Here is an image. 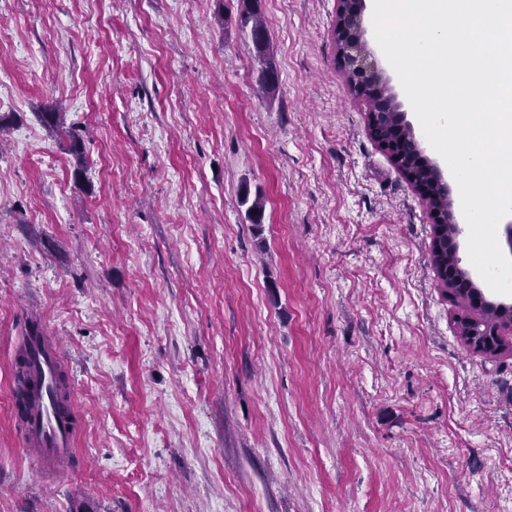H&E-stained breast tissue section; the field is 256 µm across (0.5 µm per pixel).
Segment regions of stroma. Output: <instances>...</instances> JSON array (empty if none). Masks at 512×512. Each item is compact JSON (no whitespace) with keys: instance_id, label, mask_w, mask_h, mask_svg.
Here are the masks:
<instances>
[{"instance_id":"1","label":"stroma","mask_w":512,"mask_h":512,"mask_svg":"<svg viewBox=\"0 0 512 512\" xmlns=\"http://www.w3.org/2000/svg\"><path fill=\"white\" fill-rule=\"evenodd\" d=\"M252 6L264 62L242 0H0V512H512V346L458 336L337 0ZM34 317L79 420L52 476ZM240 25L245 30L250 27V35L257 55L264 59L269 47L265 27L258 14L253 9L245 7L240 15ZM21 346L36 380L34 405L26 426L27 446L40 456L46 472L56 474L59 464L73 453L78 433V425L62 417L51 399L64 358L58 343L44 333L22 336ZM65 387L61 376L55 392L57 402L64 396ZM27 379H28L27 365L24 361V358L22 357L21 352H19L17 355V358H16L15 367H14V382H15L14 396H15L16 406L19 410V413H17V415L20 419L25 418V415L23 414V412L26 409L24 398L26 395L25 386L27 384Z\"/></svg>"}]
</instances>
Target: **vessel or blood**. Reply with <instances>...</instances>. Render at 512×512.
Here are the masks:
<instances>
[{
    "instance_id": "1",
    "label": "vessel or blood",
    "mask_w": 512,
    "mask_h": 512,
    "mask_svg": "<svg viewBox=\"0 0 512 512\" xmlns=\"http://www.w3.org/2000/svg\"><path fill=\"white\" fill-rule=\"evenodd\" d=\"M21 344L36 380L34 405L26 426L27 446L40 456L44 470L54 474L71 456L78 433L77 424L62 417L51 399L64 358L58 343L46 335L22 336Z\"/></svg>"
}]
</instances>
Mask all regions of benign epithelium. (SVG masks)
I'll use <instances>...</instances> for the list:
<instances>
[{
  "mask_svg": "<svg viewBox=\"0 0 512 512\" xmlns=\"http://www.w3.org/2000/svg\"><path fill=\"white\" fill-rule=\"evenodd\" d=\"M338 21L336 43L339 44V60L351 88L358 96L367 100L368 127L371 136L386 150L399 169L415 186L426 201L438 224V234L444 239L448 252V264L441 265V281L452 293L469 299L472 308L479 315L459 325V334L467 345L477 349L493 347L491 337L512 332V305L490 299L484 289L474 280L467 269L456 262L459 239L464 233V225L458 223L450 206H442L443 199L449 197L447 184L439 167L425 160L428 179L417 177L415 171L399 150L401 141L416 137L415 130L400 111V105L392 95L381 91L383 78L375 70L371 52L364 39L350 35V23L361 18L362 0H338Z\"/></svg>",
  "mask_w": 512,
  "mask_h": 512,
  "instance_id": "benign-epithelium-1",
  "label": "benign epithelium"
}]
</instances>
